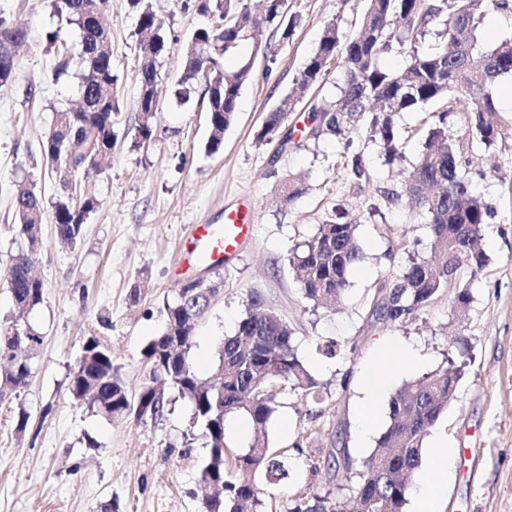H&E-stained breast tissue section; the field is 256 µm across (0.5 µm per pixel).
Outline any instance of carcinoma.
I'll list each match as a JSON object with an SVG mask.
<instances>
[{
	"instance_id": "carcinoma-1",
	"label": "carcinoma",
	"mask_w": 512,
	"mask_h": 512,
	"mask_svg": "<svg viewBox=\"0 0 512 512\" xmlns=\"http://www.w3.org/2000/svg\"><path fill=\"white\" fill-rule=\"evenodd\" d=\"M198 10L213 14L224 23V36L199 29L183 48L184 69L174 97L181 105L201 95L207 99L210 136L207 151L224 148V131L234 121L243 85L251 78L252 66L228 69L224 58L249 37L244 0H196ZM87 0H56L59 15L77 25L80 39L74 55L58 62L55 74L68 73L71 66L82 71L81 93L95 107L61 109L53 114L51 128L42 141L45 164L59 162L54 152L68 140L74 146L71 167L63 176L73 178L84 169L98 166L112 153L115 137L112 114L119 111L112 71L110 35L106 28H90L81 22ZM139 12L138 29L143 38L138 75L141 87L153 83L159 58L167 50L163 24L147 0H132ZM508 8V0H368L363 18L369 22L366 35L344 36L336 22L327 23L316 52L306 64L298 84L323 82L332 68L340 70L336 100L310 108L317 128L310 137L340 136L353 142L354 129L364 118L367 133L381 144L387 162L402 158L403 147L393 125V116L416 111L427 104H441L438 121L429 127L422 161L407 172L403 193H391L389 201L426 212L432 231L431 256L412 260L396 279L382 284L371 301L377 319L400 328L417 319L442 291L453 285L457 306L470 302V284L486 262L483 226L493 208L475 192L468 168L479 164L477 147H489L508 137L494 97L499 80L512 75V38L498 42L474 61L478 37L486 19ZM266 23L288 39L299 15H288L286 7L268 10ZM203 49L211 57L207 83L194 77V53ZM398 48L408 57L398 71L380 65L383 55ZM336 66H331V62ZM296 100L284 98L269 113L256 133V140H269L295 110ZM141 123L138 138L152 140L154 110L148 102L138 105ZM467 113L465 137L448 135V114ZM336 168L353 183L369 178L357 154L336 155ZM96 208L92 197L76 206L68 199L55 204L54 223L60 242L74 247L81 242L84 224ZM44 206L25 184L15 192V221L19 226L18 251L10 258L6 276L12 311L0 320V401L22 392L34 373V358L43 336L29 315L44 302L45 284L29 274L31 254L39 247L37 226ZM356 225L338 206L332 208L316 235L298 246L290 258L297 283L306 301L315 306L341 296L348 275L363 256L355 236ZM456 262V278L448 280V255ZM198 290L182 288L177 300L165 306L163 331L149 339L141 355L150 366L149 380L137 401L120 378L107 344L98 336L88 337L71 373L68 390L74 402L85 404L106 419L134 415L153 420L163 416L169 399L165 387L172 386L192 405L194 425L202 429L208 454L201 462V481L219 489L204 503L206 512H270L266 492L238 474L262 472L266 483L279 485L290 473L282 451L271 446L266 432L278 400L292 393L316 404L325 401L324 386L309 372L294 348L288 322L267 308L261 295L249 294L246 316L235 334L224 337L217 352L214 374L201 377L189 355L198 318L208 305L197 298ZM170 336L183 337L180 349L168 352ZM461 370L450 364L405 383L389 402L388 421L372 453L363 461L354 488L351 512H403L409 481L418 471L426 436L441 419L448 399L455 392ZM248 416L256 429L252 445L233 449L225 439L224 423L230 413ZM291 512H341L327 494L310 490L295 497Z\"/></svg>"
}]
</instances>
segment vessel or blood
Instances as JSON below:
<instances>
[{"label": "vessel or blood", "mask_w": 512, "mask_h": 512, "mask_svg": "<svg viewBox=\"0 0 512 512\" xmlns=\"http://www.w3.org/2000/svg\"><path fill=\"white\" fill-rule=\"evenodd\" d=\"M252 212L248 204H238L224 213L220 224H194L182 241L180 275H189L200 265H219L236 256L251 240Z\"/></svg>", "instance_id": "1"}]
</instances>
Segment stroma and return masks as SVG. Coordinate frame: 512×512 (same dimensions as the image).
<instances>
[{"label":"stroma","instance_id":"1","mask_svg":"<svg viewBox=\"0 0 512 512\" xmlns=\"http://www.w3.org/2000/svg\"><path fill=\"white\" fill-rule=\"evenodd\" d=\"M149 2L168 42L160 60L156 137L145 144L135 138L137 12L130 0H108L104 23L112 36L119 98L112 117L115 145L102 168L76 179L78 190L93 195L98 206L86 220L81 245L72 248L58 240L53 223L54 206L65 194L63 179L46 168L40 145L54 112L80 99L78 70L54 74L61 55L78 42L79 30L55 13L51 0H0V11L28 31L17 51L15 79L0 85V316L11 307L6 270L19 239L17 185L41 195L45 210L41 247L33 257L45 298L30 317L43 344L25 393L0 402V512H97L105 500L117 503L119 512H202L206 491L198 460L204 439L186 442L192 416L187 399L171 389L161 418L109 421L73 402L68 384L85 338L94 335L111 348L130 393L138 392L148 376L141 350L162 332L165 306L185 282L174 269L188 227L223 223L225 209L243 197L253 205L255 235L237 256L208 270L218 291L196 327L190 360L200 376L212 374L220 343L235 333L247 294L257 291L288 321L298 357L326 387L321 404L288 396L266 427L290 468L286 483L268 489L277 512H288L294 497L309 487L337 503L349 502L355 479L329 474L326 459L334 449H348L357 471L375 447V436L361 434L356 425L366 370L385 375L376 408L382 427L397 388L450 362L461 366V379L425 440L412 482L438 476L437 460L444 454L448 477L436 512H512V137L483 151L479 164L477 191L495 215L484 226L486 264L473 281L470 304L456 310L449 289L416 321L393 327L371 317L368 299L411 258L430 255L425 214L385 198L423 158L425 113L396 116L395 129L406 145L394 163L386 162L378 144L356 137L369 171L357 186L328 167L343 152L344 139L306 137L310 107L336 98L337 73L304 92L290 116L293 134L285 146L255 139L265 114L296 87L325 24L336 21L342 33L351 34L366 0H288L289 12L301 17L288 41L264 24L256 38L241 42L226 65L252 62V76L218 155L205 150L204 108L178 106L173 97L183 71L182 45L210 18L185 8L184 0ZM292 176L301 177L307 190L287 202L279 187ZM335 206L357 222L363 259L350 271L341 301L316 308L304 299L288 258ZM384 224L391 227L385 237L379 232ZM139 279L148 290L133 306L128 295ZM103 311L110 326L97 321ZM330 341L345 345L333 358L321 352ZM405 348L416 366L398 363ZM22 408L31 418L21 435L15 419Z\"/></svg>","mask_w":512,"mask_h":512}]
</instances>
